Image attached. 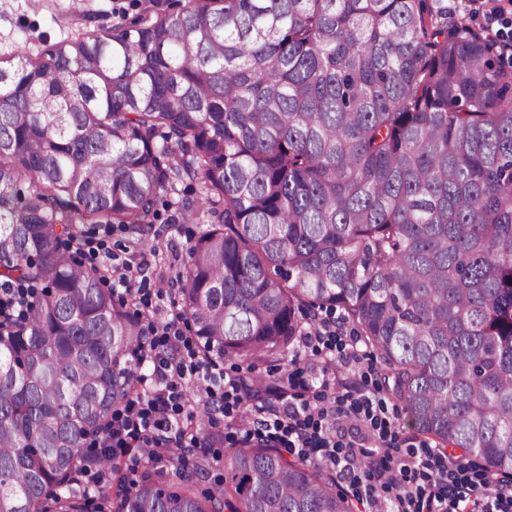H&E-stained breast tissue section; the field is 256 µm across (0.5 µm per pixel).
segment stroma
<instances>
[{
  "instance_id": "stroma-1",
  "label": "stroma",
  "mask_w": 512,
  "mask_h": 512,
  "mask_svg": "<svg viewBox=\"0 0 512 512\" xmlns=\"http://www.w3.org/2000/svg\"><path fill=\"white\" fill-rule=\"evenodd\" d=\"M157 7L172 12L177 10L178 0H0V57L20 50L34 53L73 37L79 29L109 28ZM199 231V225L175 224L166 217L146 237L107 225L94 227L90 233L100 256L139 268V277L132 285L146 321L160 328L172 326L187 341L192 334L178 317L180 296L173 284ZM160 281L165 284L161 290L156 287ZM351 337L350 329L345 328L338 336L318 342L298 338L294 362L271 358L261 371L284 379L289 393L307 400L319 393L318 377L324 370L340 380L363 379L369 387H376L378 359L372 349L352 344Z\"/></svg>"
}]
</instances>
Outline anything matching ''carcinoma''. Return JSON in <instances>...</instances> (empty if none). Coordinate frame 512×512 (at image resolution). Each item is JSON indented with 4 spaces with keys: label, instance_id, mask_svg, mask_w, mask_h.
Listing matches in <instances>:
<instances>
[{
    "label": "carcinoma",
    "instance_id": "carcinoma-1",
    "mask_svg": "<svg viewBox=\"0 0 512 512\" xmlns=\"http://www.w3.org/2000/svg\"><path fill=\"white\" fill-rule=\"evenodd\" d=\"M163 197L212 217L181 316L197 357L251 365L242 424L278 382L259 365L338 309L410 428L512 474V66L448 33L446 0H183L0 58V279L37 287L0 320V512H351L331 471L249 438L198 496L224 440L205 404L131 481L88 447L159 348L65 246L146 236ZM89 465L115 494L81 489Z\"/></svg>",
    "mask_w": 512,
    "mask_h": 512
}]
</instances>
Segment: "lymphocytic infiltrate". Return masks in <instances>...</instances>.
<instances>
[{"label": "lymphocytic infiltrate", "mask_w": 512, "mask_h": 512, "mask_svg": "<svg viewBox=\"0 0 512 512\" xmlns=\"http://www.w3.org/2000/svg\"><path fill=\"white\" fill-rule=\"evenodd\" d=\"M472 12L496 26L494 40L501 55L512 58V0H468ZM186 365L171 355L160 359L159 382L151 395L131 401L95 439L99 448L141 449L145 460L160 448L184 445L188 423L198 402H219L225 413L240 409V378L225 375L218 364L207 365L199 380L200 396L177 390ZM270 402L253 414L247 436L272 441L291 455L317 457L345 475L355 512H512V475L475 470L462 456L442 448L410 444L406 455H393L395 438L384 401L366 384L337 390L324 384L319 404L294 403L287 387L269 392ZM356 417L370 423L378 439L375 448L358 447L326 426L328 416Z\"/></svg>", "instance_id": "obj_1"}]
</instances>
